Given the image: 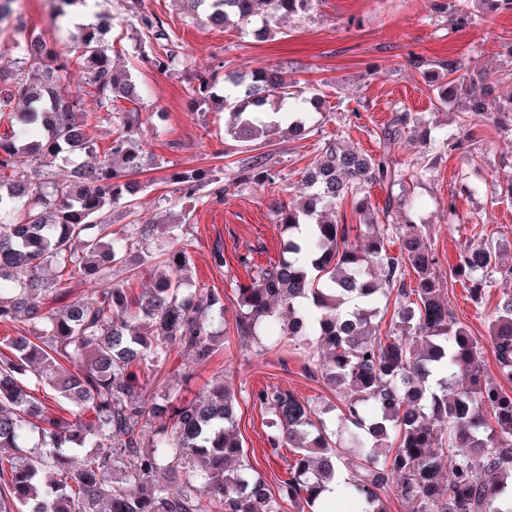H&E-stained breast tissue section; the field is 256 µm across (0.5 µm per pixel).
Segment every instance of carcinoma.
<instances>
[{
	"label": "carcinoma",
	"instance_id": "cac0c4a2",
	"mask_svg": "<svg viewBox=\"0 0 512 512\" xmlns=\"http://www.w3.org/2000/svg\"><path fill=\"white\" fill-rule=\"evenodd\" d=\"M187 13L216 26H253L264 39L279 16H302L315 0H184ZM436 13L452 11L458 27L476 22L468 0H432ZM150 39L146 62L166 71L175 61L169 34L156 16L136 12ZM16 45L20 66L0 70V97L33 104L18 126L0 136V323L25 319L31 330L0 339V512H331L320 495L342 464L343 436L364 458L363 473L344 478L342 497L358 512H386L380 491L394 487L412 512H512V393L483 374V345L453 317L442 296L438 258L415 224L383 225L409 205L387 194L379 208L357 198L354 211L366 236L350 240V227L332 216L364 186L393 189L404 170L389 145L410 135L434 150L451 151L471 136L473 120L502 123L512 100L482 94L487 73L478 60H440L448 92L471 97L470 118L457 138L435 137L414 125L411 113H395L371 154L325 139L303 181L297 208L279 205L275 220L288 231L280 260L249 270L237 288L235 326L265 348L305 336L316 339L323 359L308 356L305 370L341 400L336 428L327 432L317 406L281 388L253 392L269 416L266 442L279 456L292 452L288 479L272 490L246 472L238 434V394L214 377L204 395L182 402L154 391L153 378L174 352L198 364L215 351L209 315L224 313L220 295L193 281L185 225L142 219L139 187L132 177L152 164L139 145L141 90L117 75L111 45L97 24L69 31L72 51L59 52L43 33ZM86 70L72 90V57ZM198 77L196 99L229 112L224 134L252 153L239 183L274 184L270 136L302 133L320 95L287 80L278 69L254 71L216 87ZM95 99L97 112L83 109ZM124 99L134 107H117ZM112 138L101 161L76 166L65 183L38 182L32 165L49 167L94 148L99 124ZM178 198L195 200L205 184L198 170L176 176ZM131 221L114 228L112 207ZM157 237L160 253L138 250ZM415 275L406 283V271ZM152 288L135 296L130 281L142 273ZM454 273L478 305L504 268L502 249L480 241L466 249ZM90 286L91 300L72 297V286ZM395 297L397 321L383 335L372 321L381 300ZM488 344L499 377L512 383V295L503 298L490 325ZM152 440H146L147 433Z\"/></svg>",
	"mask_w": 512,
	"mask_h": 512
}]
</instances>
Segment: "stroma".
Masks as SVG:
<instances>
[{
  "mask_svg": "<svg viewBox=\"0 0 512 512\" xmlns=\"http://www.w3.org/2000/svg\"><path fill=\"white\" fill-rule=\"evenodd\" d=\"M131 2L95 0V9L114 17L115 64L145 89L141 144L153 154L156 167L140 176L145 184L139 196L142 216L179 217L171 176L180 171H216L229 188L223 202L200 199L187 229L194 280L223 294L226 332L206 364L171 356L157 387L190 400L201 395L215 374H222L241 394L238 430L245 462L274 488L286 479L287 465L266 451L268 417L254 405L253 392L281 386L331 412L340 400L320 378L305 372L303 346L289 342L262 354L236 331L237 285L248 283L251 266L276 262L282 255L283 233L272 208L278 202L296 205L302 172L315 161L324 139L373 151L379 128L402 108L420 125L451 136L458 133L469 109L466 96L454 95L440 105L442 79L416 72L407 62L409 53L432 61L477 57L490 77L493 98L511 97L512 12L460 30L453 14H433L429 0H316L309 14L280 19L274 35L258 42L235 29L192 19L179 0H141L144 9L174 33L179 47L181 64L163 72L141 60ZM20 24L43 31L46 39L66 40L65 34L55 32L41 0H27L12 19L0 23L1 70L16 67L15 28ZM270 67L320 89L327 110L305 139L276 136L270 148L275 184L239 185L234 178L243 155L224 136L227 115L207 104L191 105L189 92L200 74L213 72L221 78ZM391 155L409 170L406 192L415 201L413 208L396 213L395 223L410 220L420 225L439 258L437 271L456 321L472 336L486 339L500 300L512 293V275H495L493 287L476 305L453 268L459 254L484 236L500 242L504 255H512V198L502 195L500 186L503 175H512V127L477 126L459 152H427L403 137L392 144ZM466 178L477 184L474 194L461 193ZM218 245L224 248L221 268L212 265L210 257Z\"/></svg>",
  "mask_w": 512,
  "mask_h": 512,
  "instance_id": "obj_1",
  "label": "stroma"
}]
</instances>
